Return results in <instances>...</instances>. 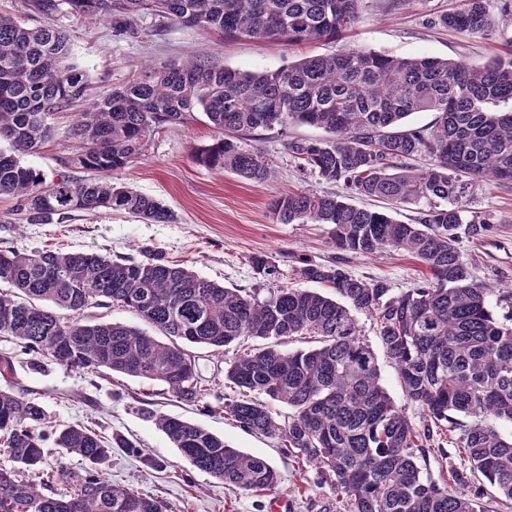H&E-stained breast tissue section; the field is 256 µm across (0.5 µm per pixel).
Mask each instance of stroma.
I'll return each mask as SVG.
<instances>
[{"mask_svg":"<svg viewBox=\"0 0 512 512\" xmlns=\"http://www.w3.org/2000/svg\"><path fill=\"white\" fill-rule=\"evenodd\" d=\"M390 3L361 0L356 24L338 39L292 45L226 38L177 24L159 29L148 15L125 31L113 19L76 17L64 9L52 21L68 31L74 62L92 75L87 92L91 100L136 78L148 63L201 59L217 67L263 72L307 56L359 48L404 57H447L479 67L512 50V12L503 11L504 0H489L495 26L475 34L430 26V18L447 11L450 0H403L396 10ZM76 117L73 110L54 116L51 139L24 158L46 180H55L63 172L75 180L89 176L87 170L61 164L72 151L68 131ZM323 135L322 129L305 124L259 132L247 147L269 158L274 170L260 184L195 161V153L212 144L219 133L204 112H193L185 122L158 130L144 156L118 176L120 182L169 208L173 222L146 223L116 211H78L61 223L29 224L17 214L15 200L0 197V247L99 252L135 259L144 250L156 249L166 259L184 263L225 287L265 291L268 282L250 263L251 256L258 254L278 266L280 284L303 287L295 273L301 262L328 260L337 249L327 226L273 222L270 204L291 191L334 192V185L301 173L285 148L289 139ZM463 204L494 222L486 236L463 239L460 247L476 281L486 289L495 319L504 321L508 310L503 297L512 293V189L479 185ZM347 269L358 278L387 280L398 292L413 287L423 273L416 259L403 251L353 256ZM1 356L12 358L16 385L41 393L51 423H81L103 436L117 432L135 443L134 453L113 449L101 471L130 489L160 496L173 512H336V495L315 469L299 471L281 454L275 440L247 434L223 414L202 412L199 406L173 397L161 384L74 371L52 358L22 353L4 336H0ZM159 415L192 421L230 446L264 457L281 475L279 490L260 496L240 494L198 471L156 426ZM156 461L164 463V470L153 469Z\"/></svg>","mask_w":512,"mask_h":512,"instance_id":"obj_1","label":"stroma"}]
</instances>
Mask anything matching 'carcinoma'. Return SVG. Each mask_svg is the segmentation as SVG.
<instances>
[{
    "label": "carcinoma",
    "instance_id": "cac0c4a2",
    "mask_svg": "<svg viewBox=\"0 0 512 512\" xmlns=\"http://www.w3.org/2000/svg\"><path fill=\"white\" fill-rule=\"evenodd\" d=\"M360 0H65L79 15L133 22L143 13L230 37L290 44L336 39L358 19ZM488 0L460 5L430 19L459 33L492 26ZM90 72L71 62L70 39L47 23L31 27L0 16V197L17 202L29 224H47L72 211H123L151 223H170L160 201L112 181L144 155L163 125L198 109L223 136L195 155L211 169L257 183L273 168L244 139L290 123L324 129L322 139H291L288 155L303 170L342 189L336 195L291 192L271 204L279 224H324L340 252L297 269L307 283L333 290L280 286L227 288L156 250L140 260L46 249L0 248V336L27 354L48 355L78 371L120 373L163 384L169 393L210 410L211 390L200 381L195 350L224 357V386L235 392L219 406L248 434L278 441L299 466L315 468L344 512H488L484 497L512 501V326L498 323L486 289L464 260L462 238L493 230L488 216L462 205L480 183L512 186V52L475 69L460 60L400 57L362 49L317 55L285 68L246 73L204 61L146 66L140 77L96 98L70 130L75 149L64 165L99 177L65 174L48 182L21 157L51 136L53 116L83 99ZM416 112L435 123L410 127ZM429 157L423 167L413 164ZM394 205L424 203L415 223L358 208L348 198ZM412 255L423 280L395 292L384 279H359L347 255ZM256 274L279 280L264 256L251 257ZM119 306L171 338L162 343L136 327L83 321L92 308ZM68 315L62 316L58 311ZM374 320L383 351L398 369L408 403L421 411L414 425L380 383L374 349L356 314ZM271 339L255 352L230 353L248 338ZM315 339L319 346L287 351L280 345ZM13 364L0 358V446L14 466L0 468V512H169L161 498L112 482L97 470L114 448L132 444L84 425H47L36 393L16 390ZM280 403L288 413L279 414ZM448 424V447L460 464L435 480L418 459L437 446ZM156 425L181 455L243 494L273 493L281 475L265 458L179 418ZM90 464L82 474L61 468L72 484L60 495L31 480L40 472L46 436ZM482 476L490 489L468 492Z\"/></svg>",
    "mask_w": 512,
    "mask_h": 512
}]
</instances>
